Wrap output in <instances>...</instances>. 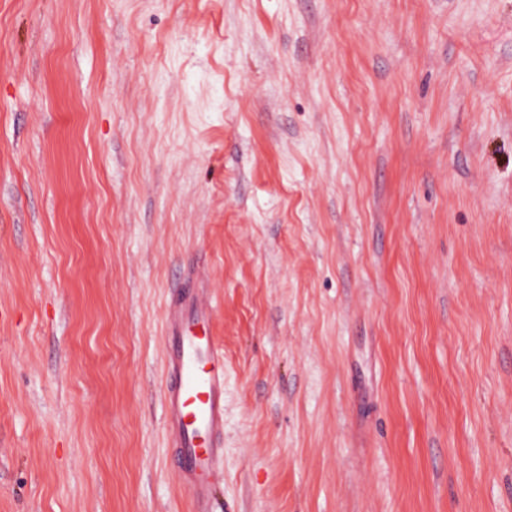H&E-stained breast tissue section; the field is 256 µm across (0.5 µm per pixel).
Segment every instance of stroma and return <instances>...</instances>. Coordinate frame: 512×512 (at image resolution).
I'll return each instance as SVG.
<instances>
[{
  "instance_id": "1",
  "label": "stroma",
  "mask_w": 512,
  "mask_h": 512,
  "mask_svg": "<svg viewBox=\"0 0 512 512\" xmlns=\"http://www.w3.org/2000/svg\"><path fill=\"white\" fill-rule=\"evenodd\" d=\"M512 512V0H0V512ZM200 288L188 280L167 306L165 424L194 512H222L224 348L210 331L212 309Z\"/></svg>"
}]
</instances>
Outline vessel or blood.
<instances>
[{"label":"vessel or blood","instance_id":"obj_1","mask_svg":"<svg viewBox=\"0 0 512 512\" xmlns=\"http://www.w3.org/2000/svg\"><path fill=\"white\" fill-rule=\"evenodd\" d=\"M195 281L174 290L166 310L165 424L194 512H218L224 456V348Z\"/></svg>","mask_w":512,"mask_h":512}]
</instances>
